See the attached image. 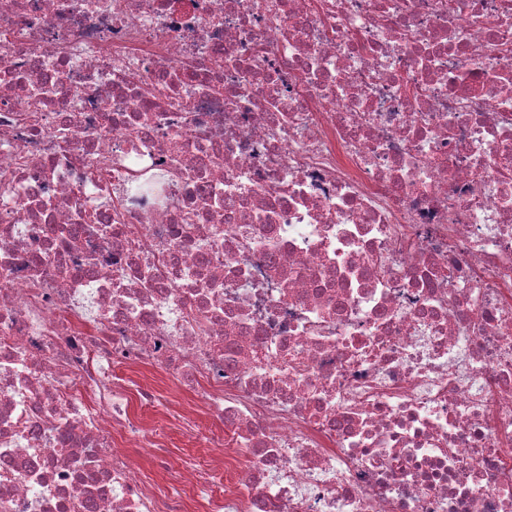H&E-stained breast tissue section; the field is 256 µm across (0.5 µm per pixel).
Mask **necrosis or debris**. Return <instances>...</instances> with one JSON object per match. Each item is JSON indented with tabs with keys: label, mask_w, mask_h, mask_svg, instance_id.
Segmentation results:
<instances>
[{
	"label": "necrosis or debris",
	"mask_w": 512,
	"mask_h": 512,
	"mask_svg": "<svg viewBox=\"0 0 512 512\" xmlns=\"http://www.w3.org/2000/svg\"><path fill=\"white\" fill-rule=\"evenodd\" d=\"M0 512H512V0H0ZM148 379L155 388L159 389L162 395L161 403L155 408L151 415V422L161 426L165 435L164 461L165 465H161L158 461L152 462V451L150 448H142L141 452L146 458V474L148 481L160 488L167 496L176 497L183 495V486L181 483L172 481L169 475L170 468H178L181 461L186 458L201 457L205 448H198L194 439H190L185 432L181 418H179L172 410L182 409V406L190 403L189 395H179L178 402L180 405H169L166 400H171L170 392L174 386L173 381L164 371H156L148 374ZM175 407V408H172Z\"/></svg>",
	"instance_id": "4bbe7bcc"
}]
</instances>
